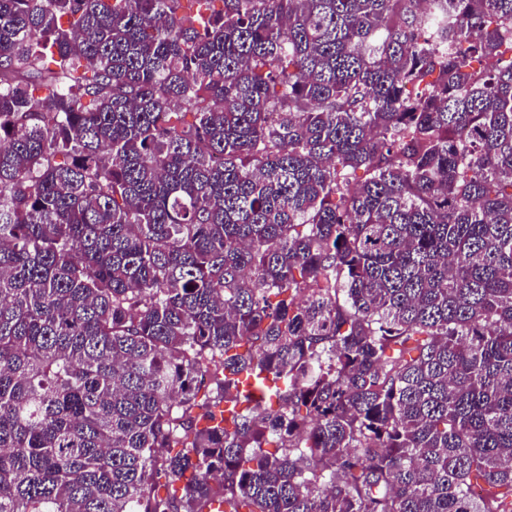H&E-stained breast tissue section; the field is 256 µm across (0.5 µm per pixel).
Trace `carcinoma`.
Wrapping results in <instances>:
<instances>
[{
    "instance_id": "obj_1",
    "label": "carcinoma",
    "mask_w": 512,
    "mask_h": 512,
    "mask_svg": "<svg viewBox=\"0 0 512 512\" xmlns=\"http://www.w3.org/2000/svg\"><path fill=\"white\" fill-rule=\"evenodd\" d=\"M216 498L512 512V0H0V512Z\"/></svg>"
}]
</instances>
